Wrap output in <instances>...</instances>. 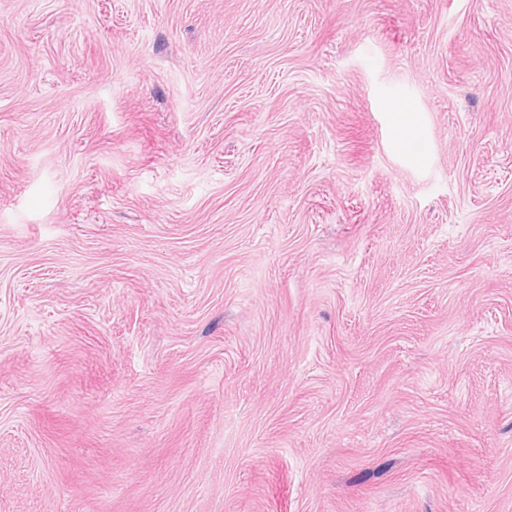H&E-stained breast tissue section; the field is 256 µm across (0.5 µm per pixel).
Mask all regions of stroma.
Instances as JSON below:
<instances>
[{"label": "stroma", "mask_w": 512, "mask_h": 512, "mask_svg": "<svg viewBox=\"0 0 512 512\" xmlns=\"http://www.w3.org/2000/svg\"><path fill=\"white\" fill-rule=\"evenodd\" d=\"M0 512H512V0H0Z\"/></svg>", "instance_id": "35a3bbf8"}]
</instances>
